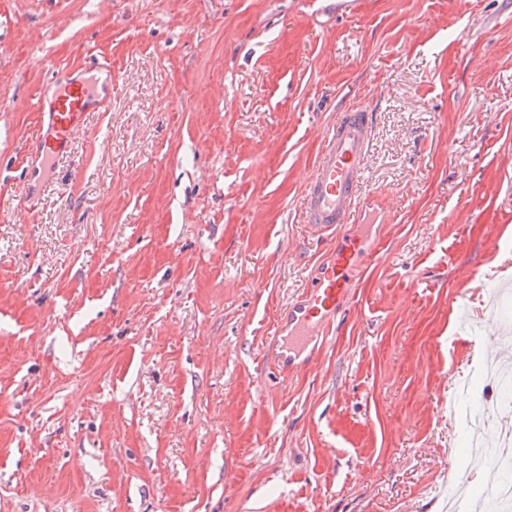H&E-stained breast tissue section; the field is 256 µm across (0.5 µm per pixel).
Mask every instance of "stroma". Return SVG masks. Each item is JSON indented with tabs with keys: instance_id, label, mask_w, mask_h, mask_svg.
I'll list each match as a JSON object with an SVG mask.
<instances>
[{
	"instance_id": "stroma-1",
	"label": "stroma",
	"mask_w": 512,
	"mask_h": 512,
	"mask_svg": "<svg viewBox=\"0 0 512 512\" xmlns=\"http://www.w3.org/2000/svg\"><path fill=\"white\" fill-rule=\"evenodd\" d=\"M106 61L50 177L53 76ZM372 114L363 260L273 370L335 243L306 188ZM512 0H0V512H448L501 482L446 412L512 326Z\"/></svg>"
}]
</instances>
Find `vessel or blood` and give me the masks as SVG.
<instances>
[{
    "mask_svg": "<svg viewBox=\"0 0 512 512\" xmlns=\"http://www.w3.org/2000/svg\"><path fill=\"white\" fill-rule=\"evenodd\" d=\"M93 95L94 89L87 83H72L60 89L46 136V159H53L70 148L84 123L86 106ZM370 133V113L354 107L341 113L327 136L305 195L306 218L316 229L318 239L333 236L352 213L365 169ZM365 244L362 237L342 241L332 261L322 268L306 303L291 309L289 359L304 354L311 336L325 329L330 311L346 295L350 275Z\"/></svg>",
    "mask_w": 512,
    "mask_h": 512,
    "instance_id": "1",
    "label": "vessel or blood"
}]
</instances>
